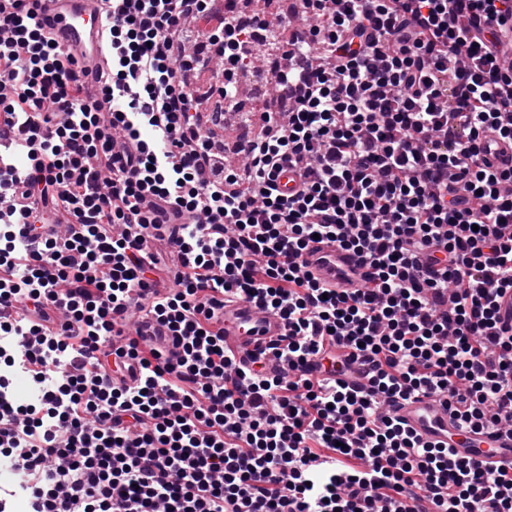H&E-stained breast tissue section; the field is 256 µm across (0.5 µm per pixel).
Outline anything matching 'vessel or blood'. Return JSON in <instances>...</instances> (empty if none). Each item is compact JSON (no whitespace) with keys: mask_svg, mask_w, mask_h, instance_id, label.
<instances>
[{"mask_svg":"<svg viewBox=\"0 0 512 512\" xmlns=\"http://www.w3.org/2000/svg\"><path fill=\"white\" fill-rule=\"evenodd\" d=\"M40 9L51 37L79 60L88 80H95L108 68L109 57L102 44L103 20L93 8V0H41ZM304 262L312 277L327 288H366L372 284V270L362 257L332 242L312 243ZM223 327L224 348L240 365L248 367L257 361L271 372L282 369V362L267 347L284 336L286 327L261 302L250 299L225 305ZM389 410L423 440L447 446L455 458L502 461L512 467V433L462 427L443 398L420 394L394 401Z\"/></svg>","mask_w":512,"mask_h":512,"instance_id":"vessel-or-blood-1","label":"vessel or blood"}]
</instances>
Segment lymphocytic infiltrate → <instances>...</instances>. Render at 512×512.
Returning <instances> with one entry per match:
<instances>
[{
  "instance_id": "obj_1",
  "label": "lymphocytic infiltrate",
  "mask_w": 512,
  "mask_h": 512,
  "mask_svg": "<svg viewBox=\"0 0 512 512\" xmlns=\"http://www.w3.org/2000/svg\"><path fill=\"white\" fill-rule=\"evenodd\" d=\"M99 8L91 101L39 0L0 5V456L32 475L30 512H512V469L383 411L429 393L472 429L512 427V167L481 146L512 147V0H299L303 27L268 43L287 106L240 169L186 52L209 42L233 95L239 20L195 30L207 0ZM316 237L372 287L320 286ZM257 298L287 373L224 350L225 302ZM133 307L165 344L130 332ZM345 348L363 391L336 376ZM15 370L36 403L11 396Z\"/></svg>"
}]
</instances>
